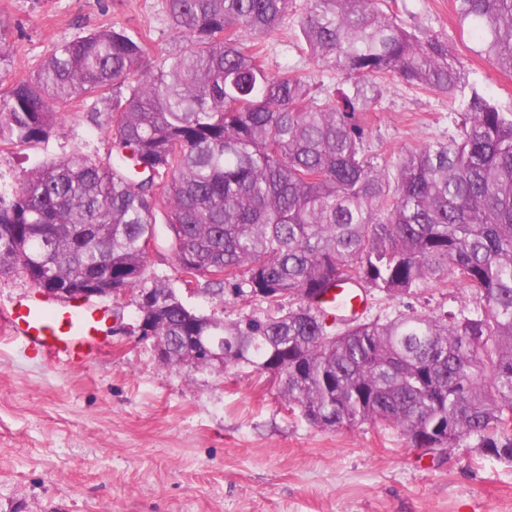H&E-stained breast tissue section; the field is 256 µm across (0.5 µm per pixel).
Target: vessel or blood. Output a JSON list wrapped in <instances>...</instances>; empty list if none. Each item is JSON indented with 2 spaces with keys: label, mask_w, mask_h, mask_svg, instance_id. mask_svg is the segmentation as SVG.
<instances>
[{
  "label": "vessel or blood",
  "mask_w": 512,
  "mask_h": 512,
  "mask_svg": "<svg viewBox=\"0 0 512 512\" xmlns=\"http://www.w3.org/2000/svg\"><path fill=\"white\" fill-rule=\"evenodd\" d=\"M368 299L354 288H336L325 296V307L351 315L363 314ZM104 307L56 303L32 293L24 302L0 310V325L11 337L49 359L81 361L98 351L105 340Z\"/></svg>",
  "instance_id": "obj_1"
}]
</instances>
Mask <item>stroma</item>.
<instances>
[{
  "mask_svg": "<svg viewBox=\"0 0 512 512\" xmlns=\"http://www.w3.org/2000/svg\"><path fill=\"white\" fill-rule=\"evenodd\" d=\"M397 23L448 39L467 83L512 110V74L471 50L456 30L453 0H393ZM146 36L160 65L180 47L165 0H0L10 46L0 63V100L62 42L101 29ZM267 71L308 77L317 97L344 82L310 55L296 19L264 43ZM448 101L397 79L369 116L367 150L447 139ZM112 151L104 106L74 102L48 143L12 144L0 132L7 181L73 153ZM147 255L140 288L107 299L123 331L79 364L52 361L0 328V512H512V462L475 440L438 451L412 446L381 424L320 429L250 367L217 372L159 361L136 326L142 292L175 289L187 307L235 320L259 305L232 291L182 283L165 224ZM367 319L467 305L462 287L432 285L369 300Z\"/></svg>",
  "mask_w": 512,
  "mask_h": 512,
  "instance_id": "stroma-1",
  "label": "stroma"
}]
</instances>
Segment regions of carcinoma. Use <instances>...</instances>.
<instances>
[{"label":"carcinoma","instance_id":"carcinoma-1","mask_svg":"<svg viewBox=\"0 0 512 512\" xmlns=\"http://www.w3.org/2000/svg\"><path fill=\"white\" fill-rule=\"evenodd\" d=\"M178 52L103 29L60 44L0 107L21 144L46 141L76 100L107 105L114 161L76 154L0 193V267L36 288L132 290L157 237L182 281L232 287L265 310L226 322L154 288L169 365L219 370L197 336L224 337V366H250L312 425L397 428L420 448L476 437L512 461V112L467 87L448 39L407 30L381 0H313L310 53L351 84L322 99L271 76L257 40L293 0H166ZM473 52L512 72V0H454ZM399 77L458 103V134L394 157L365 149L363 116ZM112 91L107 96L106 91ZM351 280L398 298L460 285L456 315L398 312L327 325L316 297Z\"/></svg>","mask_w":512,"mask_h":512}]
</instances>
